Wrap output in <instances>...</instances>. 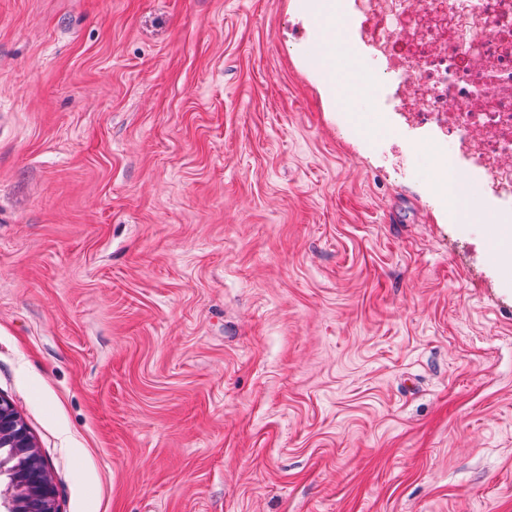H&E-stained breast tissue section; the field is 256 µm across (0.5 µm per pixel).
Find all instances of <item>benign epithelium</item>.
<instances>
[{
	"mask_svg": "<svg viewBox=\"0 0 512 512\" xmlns=\"http://www.w3.org/2000/svg\"><path fill=\"white\" fill-rule=\"evenodd\" d=\"M0 447L14 448L23 461L17 483L30 495L32 505L16 508L8 505L10 512H56V490L49 479L45 461L37 452L27 426L13 405L0 396Z\"/></svg>",
	"mask_w": 512,
	"mask_h": 512,
	"instance_id": "1",
	"label": "benign epithelium"
}]
</instances>
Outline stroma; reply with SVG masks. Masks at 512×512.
I'll return each mask as SVG.
<instances>
[{
	"label": "stroma",
	"instance_id": "1",
	"mask_svg": "<svg viewBox=\"0 0 512 512\" xmlns=\"http://www.w3.org/2000/svg\"><path fill=\"white\" fill-rule=\"evenodd\" d=\"M305 0H0V396L57 512H512V276Z\"/></svg>",
	"mask_w": 512,
	"mask_h": 512
}]
</instances>
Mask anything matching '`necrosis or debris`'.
<instances>
[{
    "instance_id": "1",
    "label": "necrosis or debris",
    "mask_w": 512,
    "mask_h": 512,
    "mask_svg": "<svg viewBox=\"0 0 512 512\" xmlns=\"http://www.w3.org/2000/svg\"><path fill=\"white\" fill-rule=\"evenodd\" d=\"M367 21L376 56L403 76L401 105L419 123L448 137L451 152L469 154L493 192L512 198V0H344ZM455 221L472 224L475 191L467 175L439 173Z\"/></svg>"
}]
</instances>
